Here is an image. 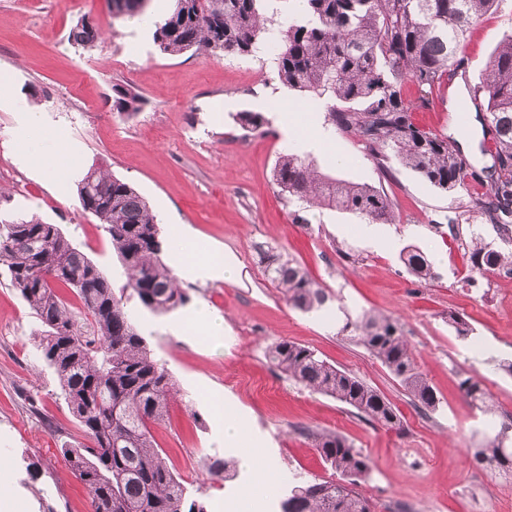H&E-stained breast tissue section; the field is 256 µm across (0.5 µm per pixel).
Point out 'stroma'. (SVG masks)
<instances>
[{
    "instance_id": "1",
    "label": "stroma",
    "mask_w": 512,
    "mask_h": 512,
    "mask_svg": "<svg viewBox=\"0 0 512 512\" xmlns=\"http://www.w3.org/2000/svg\"><path fill=\"white\" fill-rule=\"evenodd\" d=\"M85 16L103 34L91 50L67 41L70 27ZM511 32L512 0H503L463 47L465 79L436 87L425 104L414 84L403 85L421 130L458 141L470 133V120L458 123L448 103L463 86L481 83L492 51ZM116 83L142 96L139 112L127 116L113 108ZM34 88L41 95L33 105L46 114L50 140L68 143L65 157L75 168L95 163L131 183L159 216L163 238L186 237L239 266L232 282L184 283L189 301L171 315L153 313L134 298L127 302L180 391L153 428L156 443L173 473L198 488L208 512H216L218 500H237L257 479L242 466L217 478L205 465L214 454L242 455L241 448L221 444L214 414L220 402L236 408L251 442L292 476L332 475L302 428L346 437L370 460L359 490L374 512H512V479L473 461L472 448L491 431L459 387L465 376L479 378L498 414L512 416V375L500 368L512 362V277L488 274L477 286L463 284L471 266L464 243L476 235L498 239L476 205L479 186L450 195L396 159L379 168L357 137L330 130L325 99L281 85L268 56L162 55L133 20L113 19L109 0H0V92L25 100ZM244 110L263 113L264 133L241 129L236 115ZM22 119L0 108V208L57 225L121 289L122 264L103 226L82 213L73 177L48 178L22 162ZM287 120L296 133L289 144L281 132ZM315 129L330 130L331 147L305 149ZM288 151L321 173L374 186L392 200L397 220L380 225L382 249L362 239L361 217L306 208L280 194L273 169ZM339 153L347 164H337ZM409 249L428 258L434 280L414 281L400 260ZM346 251L355 254V264L344 261ZM268 253L298 262L350 311L398 320L437 394L436 409H416L399 380L340 333L335 314L290 308L264 274ZM202 303L224 319L221 345L170 324ZM452 313L470 324L469 339L449 325ZM36 329L29 308L0 276V473L11 482L18 512H40L45 503L55 512H91L86 487L60 453L78 430L52 370L39 358ZM281 340L314 349L385 395L402 415L401 431L289 380L268 358Z\"/></svg>"
}]
</instances>
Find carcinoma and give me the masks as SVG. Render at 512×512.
<instances>
[{"label": "carcinoma", "instance_id": "obj_1", "mask_svg": "<svg viewBox=\"0 0 512 512\" xmlns=\"http://www.w3.org/2000/svg\"><path fill=\"white\" fill-rule=\"evenodd\" d=\"M115 19L142 14L148 0H110ZM172 12L156 23L161 54L189 51L255 56L269 53L281 84L328 101L335 129L357 136L378 161L390 149L398 161L438 190H468L475 173L448 136L419 129L402 86L411 81L424 93L451 81L463 69L461 49L471 29L501 0H304V13L279 23L261 13L262 0H174ZM68 41L91 50L100 32L88 16L70 29ZM115 107L134 114L141 96L114 88ZM486 102L487 128L494 139L492 164L482 169L481 214L502 240L512 241V34L496 45L481 85L473 90ZM237 122L261 132L268 120L244 111ZM273 177L286 197L353 213L370 224H391L396 215L375 187L321 174L297 154L279 157ZM82 210L94 216L112 242L127 281L120 293L83 251L55 224L31 215L0 213V270L36 318L37 349L55 375L82 441L62 454L87 486L92 512H207L202 501L169 469L154 445L159 424L176 395L175 384L152 356L124 297L137 298L158 313L189 301L164 263L157 215L129 182L95 166L78 180ZM471 272L512 273V247L472 239L466 244ZM420 282L433 277L429 261L412 250L401 257ZM265 272L288 304L318 311L329 293L291 260L267 258ZM74 292L81 308H71L57 289ZM347 332L379 360L421 411L435 410L433 387L419 372L399 323L383 314L344 313ZM270 361L304 387L353 408L387 429L401 427L400 415L384 395L341 370L313 349L286 340L268 352ZM469 404L491 417L496 411L482 382L460 381ZM311 441L336 479L294 481L281 512H371L358 491L370 471L368 458L346 438L309 428ZM484 469L512 476V420L495 425L493 437L474 449Z\"/></svg>", "mask_w": 512, "mask_h": 512}]
</instances>
